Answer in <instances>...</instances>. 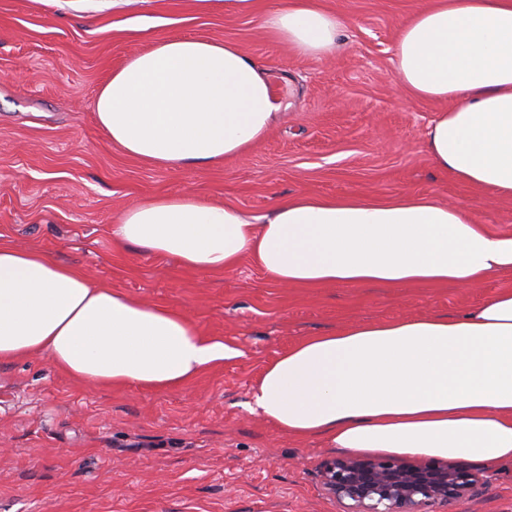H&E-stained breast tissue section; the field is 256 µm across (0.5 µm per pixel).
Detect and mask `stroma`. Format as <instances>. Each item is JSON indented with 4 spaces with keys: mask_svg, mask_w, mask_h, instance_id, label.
Listing matches in <instances>:
<instances>
[{
    "mask_svg": "<svg viewBox=\"0 0 512 512\" xmlns=\"http://www.w3.org/2000/svg\"><path fill=\"white\" fill-rule=\"evenodd\" d=\"M273 0H0V238L96 282L184 312L235 348L179 390L97 388L47 357L0 364V512H342L316 479L340 450L297 439L251 409L266 365L303 336L354 321L456 316L503 288L286 287L251 262L213 274L117 248L137 201L192 193L252 214L298 193L432 196L512 234V201L438 168L424 131L443 103L411 100L393 63L399 27L427 0H321L342 41L320 59L267 37ZM235 43L288 76L286 105L245 156L181 172L148 166L96 123L102 84L153 37ZM453 512H512V464Z\"/></svg>",
    "mask_w": 512,
    "mask_h": 512,
    "instance_id": "35a3bbf8",
    "label": "stroma"
}]
</instances>
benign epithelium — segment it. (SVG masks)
Here are the masks:
<instances>
[{"label": "benign epithelium", "instance_id": "1", "mask_svg": "<svg viewBox=\"0 0 512 512\" xmlns=\"http://www.w3.org/2000/svg\"><path fill=\"white\" fill-rule=\"evenodd\" d=\"M317 476L344 512H438L462 505L489 486L484 472L453 461L408 462L392 456L326 459Z\"/></svg>", "mask_w": 512, "mask_h": 512}]
</instances>
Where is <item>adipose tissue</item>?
I'll return each instance as SVG.
<instances>
[{
  "instance_id": "obj_1",
  "label": "adipose tissue",
  "mask_w": 512,
  "mask_h": 512,
  "mask_svg": "<svg viewBox=\"0 0 512 512\" xmlns=\"http://www.w3.org/2000/svg\"><path fill=\"white\" fill-rule=\"evenodd\" d=\"M262 24L312 58L333 51L343 31L318 0H284ZM394 66L408 98L446 104L425 132L436 166L512 198V0H433L401 27ZM281 108L269 71L235 43L157 36L113 70L95 116L127 155L177 171L245 155ZM112 240L212 273L249 259L293 287L476 286L512 270V235L409 194L296 195L259 216L192 194L153 197L125 210ZM34 354L93 386L164 390L236 351L179 311L0 241V363ZM253 403L297 438L354 453L512 463V289L456 317L301 337L267 365Z\"/></svg>"
}]
</instances>
